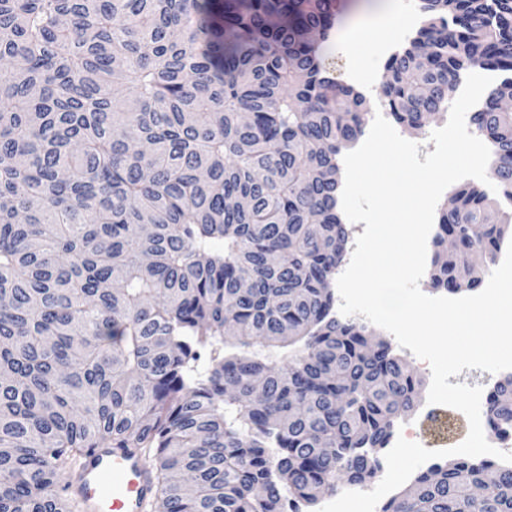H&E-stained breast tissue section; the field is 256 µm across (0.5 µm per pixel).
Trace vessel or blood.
I'll return each mask as SVG.
<instances>
[{
  "label": "vessel or blood",
  "mask_w": 512,
  "mask_h": 512,
  "mask_svg": "<svg viewBox=\"0 0 512 512\" xmlns=\"http://www.w3.org/2000/svg\"><path fill=\"white\" fill-rule=\"evenodd\" d=\"M72 492L80 512H147L153 482L141 455L126 448H92L78 466Z\"/></svg>",
  "instance_id": "b4317fda"
}]
</instances>
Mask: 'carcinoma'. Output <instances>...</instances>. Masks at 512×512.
Wrapping results in <instances>:
<instances>
[{"label":"carcinoma","instance_id":"cac0c4a2","mask_svg":"<svg viewBox=\"0 0 512 512\" xmlns=\"http://www.w3.org/2000/svg\"><path fill=\"white\" fill-rule=\"evenodd\" d=\"M336 3L0 0V512H79L67 478L99 447L143 456L153 512H281L375 478L420 383L336 315L340 153L365 125L322 66ZM422 3L389 114L416 129L464 73H500L470 120L512 202V0ZM450 198L430 281L456 294L512 218L484 186ZM486 409L512 428V378ZM382 512H512V464L458 457Z\"/></svg>","mask_w":512,"mask_h":512}]
</instances>
